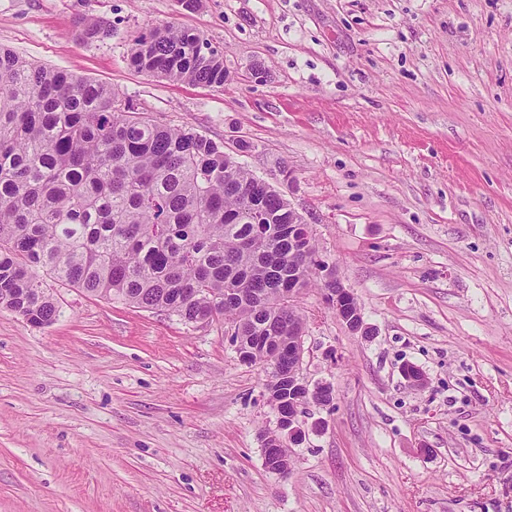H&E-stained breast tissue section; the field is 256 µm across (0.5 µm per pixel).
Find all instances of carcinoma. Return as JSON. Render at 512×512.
Returning <instances> with one entry per match:
<instances>
[{
  "instance_id": "obj_1",
  "label": "carcinoma",
  "mask_w": 512,
  "mask_h": 512,
  "mask_svg": "<svg viewBox=\"0 0 512 512\" xmlns=\"http://www.w3.org/2000/svg\"><path fill=\"white\" fill-rule=\"evenodd\" d=\"M173 25L141 34L140 72L220 88L224 54ZM275 235L257 234L251 203ZM288 208L191 128L152 123L131 99L0 46V307L48 324L57 303L34 270L106 299L188 323L206 316L251 346L269 320L300 326L277 302L288 287ZM226 288H244L243 302Z\"/></svg>"
}]
</instances>
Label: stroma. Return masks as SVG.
<instances>
[{
  "mask_svg": "<svg viewBox=\"0 0 512 512\" xmlns=\"http://www.w3.org/2000/svg\"><path fill=\"white\" fill-rule=\"evenodd\" d=\"M165 24L223 51L224 87L131 66ZM0 44L222 143L303 213L373 330L300 293L303 373L334 399L283 477L268 367L223 325L37 270L55 319L0 307V512H512V0H0Z\"/></svg>",
  "mask_w": 512,
  "mask_h": 512,
  "instance_id": "obj_1",
  "label": "stroma"
}]
</instances>
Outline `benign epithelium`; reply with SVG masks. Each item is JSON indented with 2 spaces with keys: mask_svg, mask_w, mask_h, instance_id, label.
Wrapping results in <instances>:
<instances>
[{
  "mask_svg": "<svg viewBox=\"0 0 512 512\" xmlns=\"http://www.w3.org/2000/svg\"><path fill=\"white\" fill-rule=\"evenodd\" d=\"M313 231L304 216L293 206L288 205V240L293 244V261H298L300 255L311 251ZM315 267L313 273L321 281L324 300L329 308L336 313V318L352 333L359 336L371 334V328L365 322L360 305L354 293L345 286L335 266L313 256ZM306 326L299 328L288 324V335L271 336L262 342L266 353L267 365L270 369L277 368V363L283 349H288L289 368L279 371V382L288 390L287 399H278L267 394L269 403L276 411V432L290 441H300L306 437L309 430H316L323 421L314 420L307 423L308 406L327 405L333 398V386L328 382L312 383L304 377L302 364L304 357V337ZM288 404V415L279 413L283 404Z\"/></svg>",
  "mask_w": 512,
  "mask_h": 512,
  "instance_id": "7a95c632",
  "label": "benign epithelium"
}]
</instances>
